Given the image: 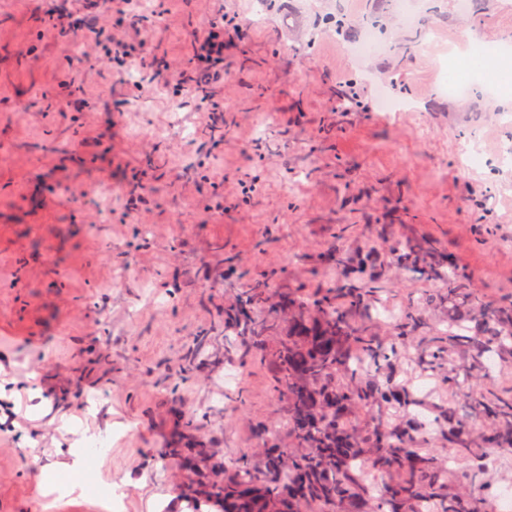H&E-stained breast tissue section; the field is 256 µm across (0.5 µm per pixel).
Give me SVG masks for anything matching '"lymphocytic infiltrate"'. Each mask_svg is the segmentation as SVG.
<instances>
[{
  "label": "lymphocytic infiltrate",
  "instance_id": "lymphocytic-infiltrate-1",
  "mask_svg": "<svg viewBox=\"0 0 512 512\" xmlns=\"http://www.w3.org/2000/svg\"><path fill=\"white\" fill-rule=\"evenodd\" d=\"M109 10L114 22L135 29V41H116L106 32H99L104 54L113 71L127 76L136 90L151 86L169 90L174 99L198 98L202 111L208 112L211 129H223L227 104L221 87L227 74L224 52L236 46L250 30V23L234 11L217 10L202 24H193L190 47L185 65L178 75L168 68L157 67L153 41L162 27L161 13L140 14L134 11L132 0H59L44 12L45 27L62 37L81 38L93 16Z\"/></svg>",
  "mask_w": 512,
  "mask_h": 512
}]
</instances>
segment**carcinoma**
<instances>
[{
    "label": "carcinoma",
    "mask_w": 512,
    "mask_h": 512,
    "mask_svg": "<svg viewBox=\"0 0 512 512\" xmlns=\"http://www.w3.org/2000/svg\"><path fill=\"white\" fill-rule=\"evenodd\" d=\"M443 263L444 254L430 242L403 254L405 268L442 282L438 299L448 317L430 325L418 306L407 308L390 323V347L351 319L353 311L373 317L382 283L348 278L328 289L317 300L321 317L315 323L301 303L280 302V309L289 310L288 340L266 350L264 359L276 384L288 391V432L304 454L288 455L265 431L263 470L242 458L232 474L212 485L209 494L224 499V512H255L261 504L266 512H383L365 484V462L403 474L387 485L389 512H418L425 499L438 512H491V500L481 492L483 469L475 461L485 448L512 450V389L501 392L490 382L465 386L496 369H512V300L487 303L468 280H441ZM271 299L264 284L238 299L233 316L247 343L261 345L272 326L270 318L257 315ZM402 346L415 350L421 371L445 382L448 398L464 396L471 418L448 404L423 410L415 424L389 432L377 425L359 430L347 421V413L367 412L387 400L418 405L417 393L388 377ZM434 439L461 458L453 474L427 451Z\"/></svg>",
    "instance_id": "1"
}]
</instances>
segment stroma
<instances>
[{"label":"stroma","mask_w":512,"mask_h":512,"mask_svg":"<svg viewBox=\"0 0 512 512\" xmlns=\"http://www.w3.org/2000/svg\"><path fill=\"white\" fill-rule=\"evenodd\" d=\"M415 0L403 22L395 0H224L252 17L245 43L228 52L224 99L229 131L202 172L190 174L212 134L195 101L162 88L132 96L97 67L95 33L79 40L42 36L40 0H0V383L35 367L25 415L0 439V512H188L216 472L259 454L258 426L293 448L288 397L275 390L260 354L228 357L224 317L240 289L266 284L277 296L315 299L341 281L333 250L351 273L395 282L391 305L417 302L428 322L445 308L423 303L434 283L397 263L421 238L464 266L488 300L512 298V165L478 166L468 144L496 158L512 143V103L485 77L454 96L440 91L454 50H512V0ZM164 8L158 48L185 58L187 32L205 20L200 0H157ZM376 26L387 51L354 57L350 48ZM29 48L15 58L13 44ZM81 102L60 114L43 93ZM403 102L378 109L379 90ZM269 149L251 158V144ZM157 151L144 157L142 144ZM250 167L259 193L240 202L236 173ZM148 186L137 200L155 224L122 223L135 171ZM83 184L73 202L69 189ZM238 201L224 218L206 215L211 193ZM99 213L82 223L84 209ZM183 221L170 223L173 211ZM25 239L27 253L13 250ZM181 266L166 262L171 248ZM255 252L246 272L228 260ZM68 295L86 317L70 320ZM140 369L139 390L122 374ZM236 371L234 385L224 377ZM110 434L106 453H87L78 473L66 462L74 429ZM203 444L209 462L188 466L178 451ZM110 485L105 495H43L39 481Z\"/></svg>","instance_id":"35a3bbf8"}]
</instances>
